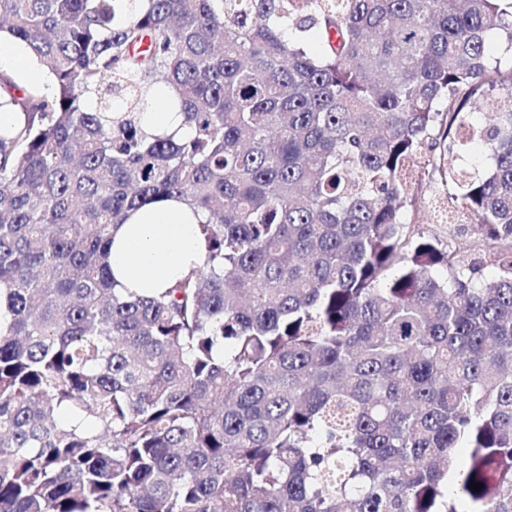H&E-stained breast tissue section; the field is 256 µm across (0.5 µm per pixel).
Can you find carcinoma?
I'll list each match as a JSON object with an SVG mask.
<instances>
[{
    "instance_id": "obj_1",
    "label": "carcinoma",
    "mask_w": 512,
    "mask_h": 512,
    "mask_svg": "<svg viewBox=\"0 0 512 512\" xmlns=\"http://www.w3.org/2000/svg\"><path fill=\"white\" fill-rule=\"evenodd\" d=\"M2 40L50 86L0 72V512H512V0H0ZM164 198L204 267L116 291ZM154 108L148 109L145 114L146 125L151 131L174 134L175 139L188 134L187 128L182 125V116L179 112H174L170 107L152 112Z\"/></svg>"
}]
</instances>
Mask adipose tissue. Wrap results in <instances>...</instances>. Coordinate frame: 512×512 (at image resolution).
<instances>
[{
  "label": "adipose tissue",
  "instance_id": "obj_1",
  "mask_svg": "<svg viewBox=\"0 0 512 512\" xmlns=\"http://www.w3.org/2000/svg\"><path fill=\"white\" fill-rule=\"evenodd\" d=\"M198 221V216L174 198L130 212L116 229L110 250L117 287L157 293L190 269L201 267L205 254Z\"/></svg>",
  "mask_w": 512,
  "mask_h": 512
}]
</instances>
